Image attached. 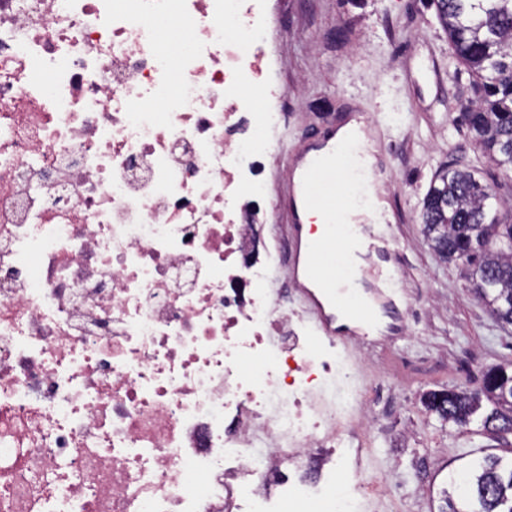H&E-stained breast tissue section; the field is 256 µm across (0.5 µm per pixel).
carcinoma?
I'll use <instances>...</instances> for the list:
<instances>
[{
  "label": "carcinoma",
  "instance_id": "cac0c4a2",
  "mask_svg": "<svg viewBox=\"0 0 512 512\" xmlns=\"http://www.w3.org/2000/svg\"><path fill=\"white\" fill-rule=\"evenodd\" d=\"M458 61L476 76L473 98L460 118L475 144L499 167L512 170V0H433ZM422 224L433 250L462 264L472 293L492 318L512 325V207H504L475 172L442 167L423 199ZM428 410L466 427L481 418L483 430L512 433V369H490L479 389L427 392ZM446 512H512V462L494 455L460 471Z\"/></svg>",
  "mask_w": 512,
  "mask_h": 512
}]
</instances>
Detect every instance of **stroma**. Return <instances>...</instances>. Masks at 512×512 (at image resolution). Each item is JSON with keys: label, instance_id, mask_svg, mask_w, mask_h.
<instances>
[{"label": "stroma", "instance_id": "stroma-1", "mask_svg": "<svg viewBox=\"0 0 512 512\" xmlns=\"http://www.w3.org/2000/svg\"><path fill=\"white\" fill-rule=\"evenodd\" d=\"M270 52L288 90V115L277 135L278 155L264 173L268 221L259 247L278 250L288 224L292 155L345 112L393 113L397 124L380 139L365 183L383 187L392 215L388 239L404 269L393 294L403 331L385 349L355 357L353 384L385 385L377 404L379 432L365 450L361 479L386 477L401 512H437L441 465L456 469L487 454L512 456V434L497 437L480 423L461 429L423 403L430 390L478 388L494 366H512V325L495 321L469 291L458 267L431 247L421 223L422 200L435 172L451 163L512 203V173L474 150L457 116L474 78L454 55L429 0H273ZM444 73L434 84L433 69Z\"/></svg>", "mask_w": 512, "mask_h": 512}]
</instances>
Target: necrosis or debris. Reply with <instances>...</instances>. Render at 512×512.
<instances>
[{"instance_id":"4bbe7bcc","label":"necrosis or debris","mask_w":512,"mask_h":512,"mask_svg":"<svg viewBox=\"0 0 512 512\" xmlns=\"http://www.w3.org/2000/svg\"><path fill=\"white\" fill-rule=\"evenodd\" d=\"M178 23L184 37L160 48ZM267 0H0V512H393L254 253Z\"/></svg>"}]
</instances>
